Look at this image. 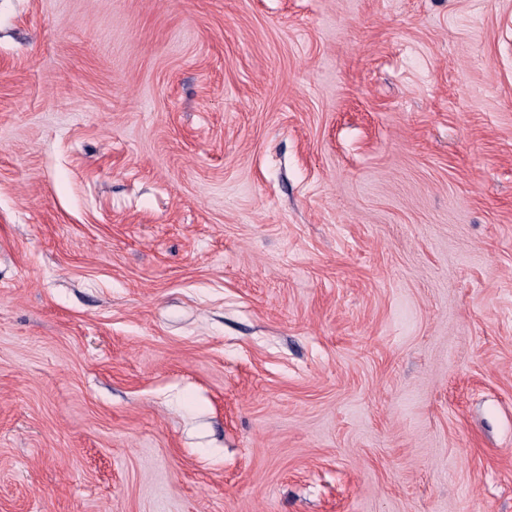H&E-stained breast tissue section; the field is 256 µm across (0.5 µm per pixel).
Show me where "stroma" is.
Listing matches in <instances>:
<instances>
[{"label": "stroma", "instance_id": "stroma-1", "mask_svg": "<svg viewBox=\"0 0 512 512\" xmlns=\"http://www.w3.org/2000/svg\"><path fill=\"white\" fill-rule=\"evenodd\" d=\"M0 512H512V0H0Z\"/></svg>", "mask_w": 512, "mask_h": 512}]
</instances>
